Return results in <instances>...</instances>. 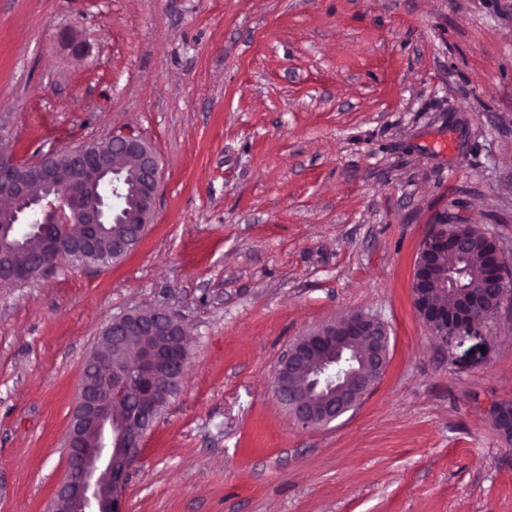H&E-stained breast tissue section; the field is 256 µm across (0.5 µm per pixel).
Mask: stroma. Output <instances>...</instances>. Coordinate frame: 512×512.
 Wrapping results in <instances>:
<instances>
[{
	"mask_svg": "<svg viewBox=\"0 0 512 512\" xmlns=\"http://www.w3.org/2000/svg\"><path fill=\"white\" fill-rule=\"evenodd\" d=\"M0 113L19 159L131 131L162 172L136 251L0 284V512H47L86 359L158 307L189 361L126 512H512V313L447 346L412 295L438 213L512 261V0H0ZM358 311L387 368L302 426L279 358Z\"/></svg>",
	"mask_w": 512,
	"mask_h": 512,
	"instance_id": "obj_1",
	"label": "stroma"
}]
</instances>
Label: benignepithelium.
<instances>
[{"instance_id":"obj_1","label":"benign epithelium","mask_w":512,"mask_h":512,"mask_svg":"<svg viewBox=\"0 0 512 512\" xmlns=\"http://www.w3.org/2000/svg\"><path fill=\"white\" fill-rule=\"evenodd\" d=\"M111 150L86 142L52 149L17 171L20 161L0 152V194L10 200L0 210V271L16 275L14 256L19 242L10 239L17 224H37L32 234L41 249L29 265L45 272L63 258L95 260L102 225L115 223L112 255L127 256L142 242L152 223L162 175L157 154L132 133L107 137ZM134 163V175L123 174L120 160ZM128 186L130 203L115 213L120 186ZM435 218L420 242L413 275V300L432 335L443 343L512 311V266L501 250L486 278L457 291L455 278L443 266L437 285L439 302L429 300L425 271L466 240H448ZM452 304H446V300ZM184 328L173 313L153 309L112 319L98 347L87 360L71 414L66 448L68 470L49 512H124V491L139 462L142 439L158 416L156 391L180 392L188 360ZM137 342L135 365L122 360ZM389 334L378 318L355 312L347 318L298 338L278 361L274 393L289 414L306 426L327 425L356 407L373 388L388 364ZM497 430L512 435V410L493 406Z\"/></svg>"}]
</instances>
